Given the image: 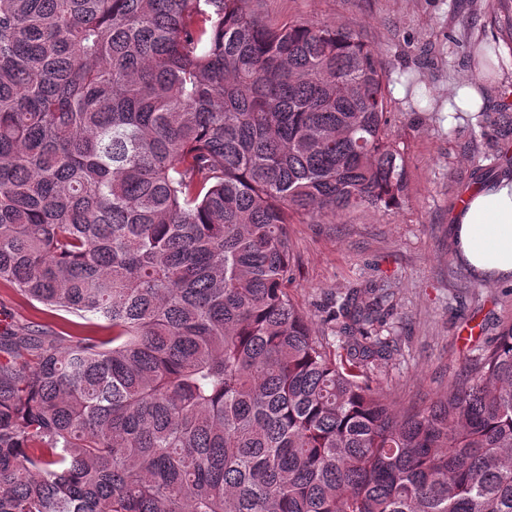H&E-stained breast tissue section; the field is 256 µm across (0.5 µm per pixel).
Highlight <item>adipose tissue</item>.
<instances>
[{"mask_svg":"<svg viewBox=\"0 0 512 512\" xmlns=\"http://www.w3.org/2000/svg\"><path fill=\"white\" fill-rule=\"evenodd\" d=\"M460 260L489 280L512 279V171L467 195L453 216Z\"/></svg>","mask_w":512,"mask_h":512,"instance_id":"ef3b65f1","label":"adipose tissue"}]
</instances>
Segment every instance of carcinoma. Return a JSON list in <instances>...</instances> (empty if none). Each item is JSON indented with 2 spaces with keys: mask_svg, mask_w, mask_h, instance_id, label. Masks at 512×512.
<instances>
[{
  "mask_svg": "<svg viewBox=\"0 0 512 512\" xmlns=\"http://www.w3.org/2000/svg\"><path fill=\"white\" fill-rule=\"evenodd\" d=\"M388 73L249 0H0V512H512V323L429 406L392 294L317 331L288 223L406 196ZM29 321H46L37 317L30 305L12 288L0 285V332L7 326L21 327Z\"/></svg>",
  "mask_w": 512,
  "mask_h": 512,
  "instance_id": "obj_1",
  "label": "carcinoma"
}]
</instances>
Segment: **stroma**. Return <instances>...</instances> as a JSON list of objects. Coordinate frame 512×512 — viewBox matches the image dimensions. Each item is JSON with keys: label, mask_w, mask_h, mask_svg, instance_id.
<instances>
[{"label": "stroma", "mask_w": 512, "mask_h": 512, "mask_svg": "<svg viewBox=\"0 0 512 512\" xmlns=\"http://www.w3.org/2000/svg\"><path fill=\"white\" fill-rule=\"evenodd\" d=\"M270 24H339L362 33L389 77V132L407 160L405 201L294 217L289 291L314 322L350 288L384 282L393 294L388 328L397 350L381 368L395 408L428 404L462 376L484 342L512 322V281L483 282L456 258L452 217L487 173L512 168V137L448 111L458 83L479 80L486 114L499 111L512 70L479 79L470 52L512 43L492 0H251Z\"/></svg>", "instance_id": "obj_1"}]
</instances>
